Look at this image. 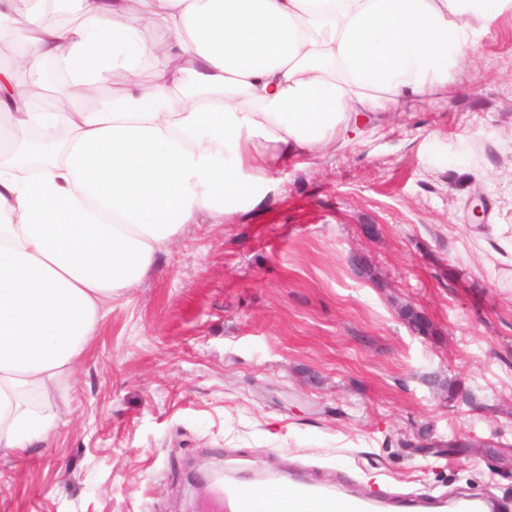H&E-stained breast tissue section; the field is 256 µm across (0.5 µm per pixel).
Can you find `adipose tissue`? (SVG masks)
Wrapping results in <instances>:
<instances>
[{"label":"adipose tissue","instance_id":"obj_1","mask_svg":"<svg viewBox=\"0 0 512 512\" xmlns=\"http://www.w3.org/2000/svg\"><path fill=\"white\" fill-rule=\"evenodd\" d=\"M63 30L31 12L0 47V456L46 442L64 389L106 316L183 225L223 209L291 156L360 134L404 99L448 90L466 48L512 0H136L166 31L151 85L137 70L155 39L123 23L126 0H60ZM66 68L128 74L97 107L36 110L7 91L58 41Z\"/></svg>","mask_w":512,"mask_h":512}]
</instances>
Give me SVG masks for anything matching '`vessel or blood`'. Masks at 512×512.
Listing matches in <instances>:
<instances>
[{
    "instance_id": "obj_1",
    "label": "vessel or blood",
    "mask_w": 512,
    "mask_h": 512,
    "mask_svg": "<svg viewBox=\"0 0 512 512\" xmlns=\"http://www.w3.org/2000/svg\"><path fill=\"white\" fill-rule=\"evenodd\" d=\"M288 512H332L345 502L348 512H503L496 499L438 496L428 498L370 497L354 488L353 480L339 474L335 485L326 486L295 476L288 479ZM216 512H260L257 500L243 488L225 485L215 494Z\"/></svg>"
}]
</instances>
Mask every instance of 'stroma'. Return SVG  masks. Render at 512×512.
<instances>
[{
    "mask_svg": "<svg viewBox=\"0 0 512 512\" xmlns=\"http://www.w3.org/2000/svg\"><path fill=\"white\" fill-rule=\"evenodd\" d=\"M402 111L184 225L109 303L72 416L0 457V512H185L214 469L512 504V265L476 235L512 225V17Z\"/></svg>",
    "mask_w": 512,
    "mask_h": 512,
    "instance_id": "obj_1",
    "label": "stroma"
}]
</instances>
